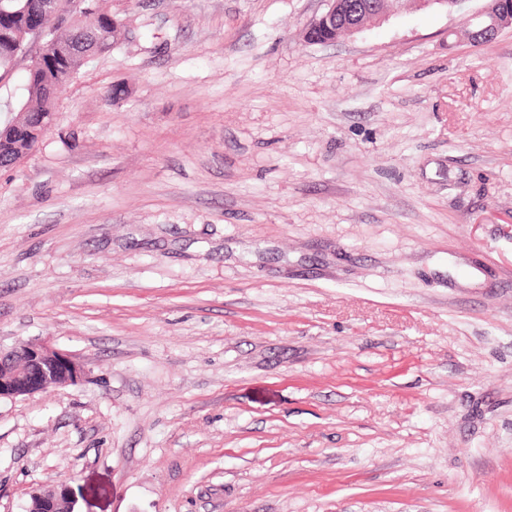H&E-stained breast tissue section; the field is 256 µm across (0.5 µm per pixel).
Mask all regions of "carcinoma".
Wrapping results in <instances>:
<instances>
[{"mask_svg":"<svg viewBox=\"0 0 512 512\" xmlns=\"http://www.w3.org/2000/svg\"><path fill=\"white\" fill-rule=\"evenodd\" d=\"M120 16L102 8L97 0H81L75 19L61 20L55 13L37 8L36 0H0V82L12 75L17 58L28 42H21L22 28L40 30L55 36L72 50L62 59L28 67L24 82L25 97L17 111L0 122V164L10 168L28 156L39 144L42 131L53 120L61 89L100 49L84 41V30L96 29L112 49L120 44L122 33L112 25Z\"/></svg>","mask_w":512,"mask_h":512,"instance_id":"carcinoma-1","label":"carcinoma"}]
</instances>
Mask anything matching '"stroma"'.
Instances as JSON below:
<instances>
[{"label":"stroma","instance_id":"stroma-1","mask_svg":"<svg viewBox=\"0 0 512 512\" xmlns=\"http://www.w3.org/2000/svg\"><path fill=\"white\" fill-rule=\"evenodd\" d=\"M107 3L0 169V347L89 370L0 400V512H512V28ZM51 495H40L37 511L33 512H75L76 502L71 486L66 482H60ZM68 508L65 509L64 506Z\"/></svg>","mask_w":512,"mask_h":512}]
</instances>
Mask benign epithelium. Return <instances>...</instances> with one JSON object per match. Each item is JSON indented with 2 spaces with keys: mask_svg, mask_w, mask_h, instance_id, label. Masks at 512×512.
I'll use <instances>...</instances> for the list:
<instances>
[{
  "mask_svg": "<svg viewBox=\"0 0 512 512\" xmlns=\"http://www.w3.org/2000/svg\"><path fill=\"white\" fill-rule=\"evenodd\" d=\"M328 8L308 26L306 39L323 29L336 37L353 34L368 24L384 21L394 10L431 5H460L464 0H362L356 14L349 13L348 0H325ZM470 40L482 43L490 34L512 28V4L507 0H490L488 7L469 17ZM88 370L73 354L42 339L20 341L11 348H0V399L14 400L44 392L49 388L75 385L87 376ZM76 502L71 486L60 482L50 495H41L37 512H75Z\"/></svg>",
  "mask_w": 512,
  "mask_h": 512,
  "instance_id": "obj_1",
  "label": "benign epithelium"
}]
</instances>
